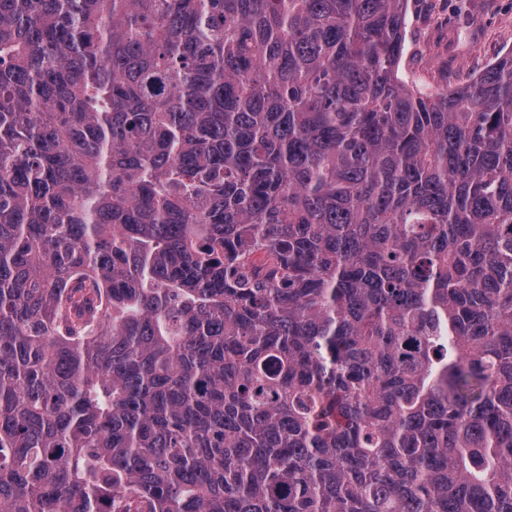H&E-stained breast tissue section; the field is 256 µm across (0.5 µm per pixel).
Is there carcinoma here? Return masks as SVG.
<instances>
[{"instance_id":"obj_1","label":"carcinoma","mask_w":512,"mask_h":512,"mask_svg":"<svg viewBox=\"0 0 512 512\" xmlns=\"http://www.w3.org/2000/svg\"><path fill=\"white\" fill-rule=\"evenodd\" d=\"M407 0H0V512H512V53ZM404 36L403 81L406 67L428 92L461 86L512 51V0H408Z\"/></svg>"}]
</instances>
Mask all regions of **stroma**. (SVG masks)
Wrapping results in <instances>:
<instances>
[{
    "instance_id": "1",
    "label": "stroma",
    "mask_w": 512,
    "mask_h": 512,
    "mask_svg": "<svg viewBox=\"0 0 512 512\" xmlns=\"http://www.w3.org/2000/svg\"><path fill=\"white\" fill-rule=\"evenodd\" d=\"M512 52V0H408L401 60L438 92Z\"/></svg>"
}]
</instances>
